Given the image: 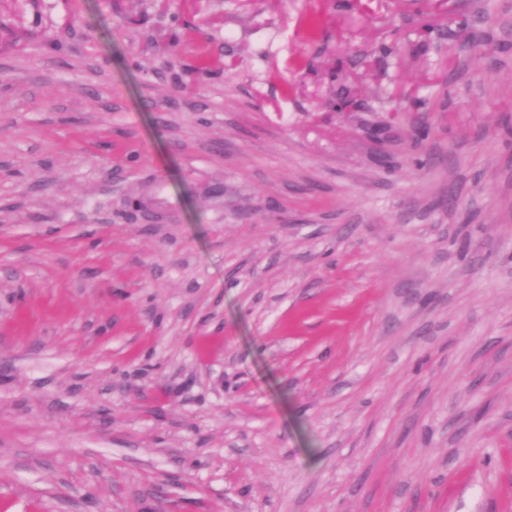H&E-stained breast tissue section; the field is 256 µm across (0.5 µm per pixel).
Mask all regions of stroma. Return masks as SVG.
Segmentation results:
<instances>
[{"mask_svg": "<svg viewBox=\"0 0 512 512\" xmlns=\"http://www.w3.org/2000/svg\"><path fill=\"white\" fill-rule=\"evenodd\" d=\"M0 512H512L502 0H0Z\"/></svg>", "mask_w": 512, "mask_h": 512, "instance_id": "obj_1", "label": "stroma"}]
</instances>
